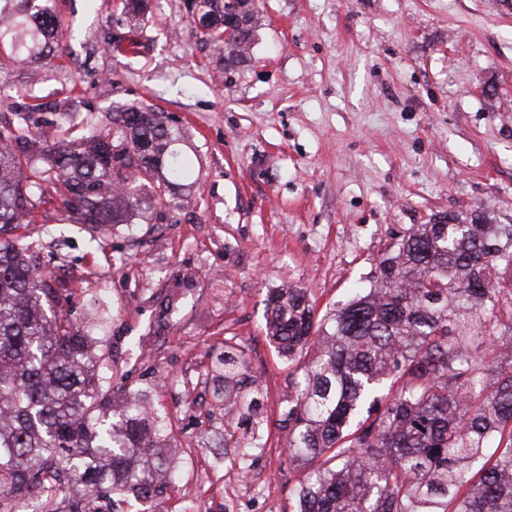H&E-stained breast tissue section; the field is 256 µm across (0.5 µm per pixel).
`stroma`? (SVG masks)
Listing matches in <instances>:
<instances>
[{"mask_svg":"<svg viewBox=\"0 0 512 512\" xmlns=\"http://www.w3.org/2000/svg\"><path fill=\"white\" fill-rule=\"evenodd\" d=\"M196 2L150 0L140 50L119 55L118 0H55L58 59L33 78L0 57V94L29 90L76 122L150 104L193 161L192 204L164 221L92 231L47 202L24 233L58 311L96 338L100 374L168 412L182 473L170 512H291L302 472L269 291L307 289L320 320L411 225L476 210L512 224V0H257L229 68L199 38ZM232 335L265 388L269 442L244 478L203 447L224 430L214 366ZM69 496L63 477L48 499L0 491L14 512H63Z\"/></svg>","mask_w":512,"mask_h":512,"instance_id":"stroma-1","label":"stroma"}]
</instances>
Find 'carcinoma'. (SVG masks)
Segmentation results:
<instances>
[{
    "instance_id": "cac0c4a2",
    "label": "carcinoma",
    "mask_w": 512,
    "mask_h": 512,
    "mask_svg": "<svg viewBox=\"0 0 512 512\" xmlns=\"http://www.w3.org/2000/svg\"><path fill=\"white\" fill-rule=\"evenodd\" d=\"M201 0L202 40L241 59L252 0ZM54 0H0V54L42 66ZM27 92L0 126V485L49 498L57 464L86 489L65 512H103L108 490L138 501L175 479L167 414L124 392L110 411L93 339L53 307L51 279L17 247L36 205L84 224L162 220L191 162L180 131L143 102L43 117ZM266 336L297 365L284 399L291 463L304 469L292 512H512V224L442 217L407 229L379 256L372 285L314 327L302 288L267 299ZM224 445L246 475L265 450L263 388L245 345L224 338ZM250 423L245 433L239 427Z\"/></svg>"
}]
</instances>
